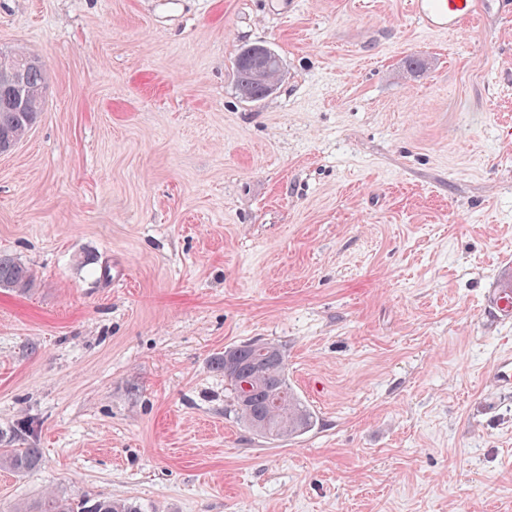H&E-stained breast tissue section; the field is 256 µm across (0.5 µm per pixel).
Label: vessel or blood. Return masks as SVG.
Segmentation results:
<instances>
[{
    "mask_svg": "<svg viewBox=\"0 0 512 512\" xmlns=\"http://www.w3.org/2000/svg\"><path fill=\"white\" fill-rule=\"evenodd\" d=\"M412 4L416 23L431 33L459 30L480 9L512 15V0H412ZM492 372L498 388H512V351L500 354Z\"/></svg>",
    "mask_w": 512,
    "mask_h": 512,
    "instance_id": "vessel-or-blood-1",
    "label": "vessel or blood"
}]
</instances>
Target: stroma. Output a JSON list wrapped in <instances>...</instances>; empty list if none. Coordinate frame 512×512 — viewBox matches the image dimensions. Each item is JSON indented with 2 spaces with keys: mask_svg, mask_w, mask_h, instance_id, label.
<instances>
[{
  "mask_svg": "<svg viewBox=\"0 0 512 512\" xmlns=\"http://www.w3.org/2000/svg\"><path fill=\"white\" fill-rule=\"evenodd\" d=\"M262 43L275 93L238 96ZM49 74L0 154V512H512V17L410 0H0ZM421 60V71L407 67ZM278 344L313 427L272 441L213 360ZM413 16L416 23L425 31L445 33L459 30L471 21L477 8L495 11L498 15H512L510 0H412ZM34 286L32 271L14 258L0 255V288H13L20 292ZM492 372L499 389L512 388V351L500 354L493 365ZM40 462L37 448H0V467H7L14 473H24ZM70 502L66 498L54 494H47L35 505H30L29 510H17L19 512H140L138 506L128 500L98 499L90 505Z\"/></svg>",
  "mask_w": 512,
  "mask_h": 512,
  "instance_id": "stroma-1",
  "label": "stroma"
}]
</instances>
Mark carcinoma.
Wrapping results in <instances>:
<instances>
[{
	"label": "carcinoma",
	"instance_id": "cac0c4a2",
	"mask_svg": "<svg viewBox=\"0 0 512 512\" xmlns=\"http://www.w3.org/2000/svg\"><path fill=\"white\" fill-rule=\"evenodd\" d=\"M11 56L21 69V81L0 76V149L20 143L36 123L42 110L43 94L48 84L47 71L41 62L22 52ZM236 88L246 91L252 100L269 96L267 85L255 80L253 68L238 57L234 63ZM34 286L32 271L15 259L0 255V288L26 292ZM236 375L225 373L224 357L215 364L224 371L232 387L234 400L247 397L238 406L240 416L257 434L270 440L293 438L311 428L314 418L309 408L288 386L286 359L281 348L269 342H249L229 349ZM40 462L37 448H0V467L24 473ZM27 512H140L128 500L98 499L76 505L54 494L44 496Z\"/></svg>",
	"mask_w": 512,
	"mask_h": 512
}]
</instances>
